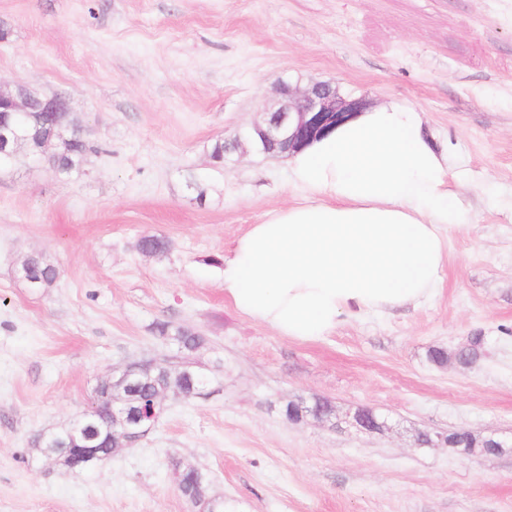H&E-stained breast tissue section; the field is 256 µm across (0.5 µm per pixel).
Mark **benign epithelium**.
<instances>
[{
  "label": "benign epithelium",
  "instance_id": "7a95c632",
  "mask_svg": "<svg viewBox=\"0 0 512 512\" xmlns=\"http://www.w3.org/2000/svg\"><path fill=\"white\" fill-rule=\"evenodd\" d=\"M32 95L19 87L13 93L0 89V113L13 112L23 117L31 109ZM41 111L53 115V125L59 137L73 133L67 120V99L60 95L38 99ZM370 101L364 98H345L338 93L333 81L318 82L304 91L281 80L276 87V101L262 108L261 123L254 125L252 132L244 135L253 145H259L264 153H286L305 147L316 139L330 133L341 123L364 111ZM28 136L20 133L17 125L0 122V156L13 160L20 151L31 154L27 146ZM103 402L99 392H94V401L89 410L74 422L80 445L66 449L73 471L82 472L103 461L109 453L98 447L100 434L94 422ZM160 400H155L141 414H132L121 406L112 408V423L121 428L130 442L144 435L149 423L160 414ZM350 427L369 433H382L390 428L389 420L375 410L361 408L344 419Z\"/></svg>",
  "mask_w": 512,
  "mask_h": 512
}]
</instances>
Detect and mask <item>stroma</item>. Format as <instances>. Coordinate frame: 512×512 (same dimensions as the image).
I'll list each match as a JSON object with an SVG mask.
<instances>
[{
  "label": "stroma",
  "mask_w": 512,
  "mask_h": 512,
  "mask_svg": "<svg viewBox=\"0 0 512 512\" xmlns=\"http://www.w3.org/2000/svg\"><path fill=\"white\" fill-rule=\"evenodd\" d=\"M281 79L422 112L471 220L430 301L299 341L225 297L236 240L305 198L283 156L237 141ZM1 86L65 96L89 149L72 178L22 153L0 167V512H203L178 464L224 512H512V454L416 443L512 437V0H0ZM153 234L165 253L138 250ZM32 253L58 268L50 287L19 280ZM160 322L205 337L201 394L167 393L153 428L94 468L46 459L38 436L113 367L180 364ZM474 336L476 366L429 362ZM301 397L334 422L287 420ZM361 407L391 429L349 428Z\"/></svg>",
  "instance_id": "35a3bbf8"
}]
</instances>
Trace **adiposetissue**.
Listing matches in <instances>:
<instances>
[{
  "label": "adipose tissue",
  "instance_id": "obj_1",
  "mask_svg": "<svg viewBox=\"0 0 512 512\" xmlns=\"http://www.w3.org/2000/svg\"><path fill=\"white\" fill-rule=\"evenodd\" d=\"M304 202L274 212L224 260L237 311L279 335L313 341L342 318L419 305L439 288L446 232L470 222L412 106H371L289 155Z\"/></svg>",
  "mask_w": 512,
  "mask_h": 512
}]
</instances>
